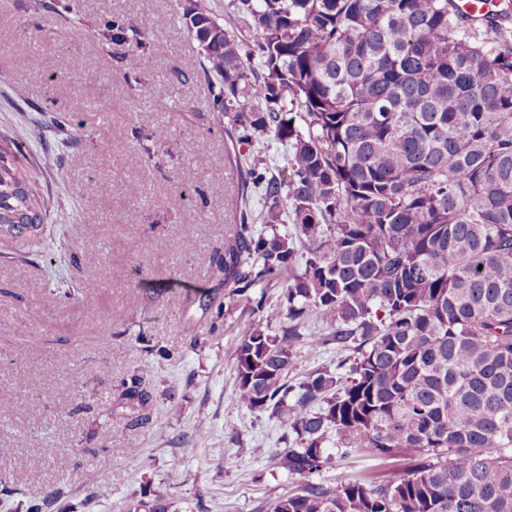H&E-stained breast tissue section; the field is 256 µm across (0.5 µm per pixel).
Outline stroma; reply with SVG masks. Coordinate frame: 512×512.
<instances>
[{"label": "stroma", "mask_w": 512, "mask_h": 512, "mask_svg": "<svg viewBox=\"0 0 512 512\" xmlns=\"http://www.w3.org/2000/svg\"><path fill=\"white\" fill-rule=\"evenodd\" d=\"M186 3L0 0V137L46 205L44 248L0 240V512L56 490L51 512H265L302 482L276 458L285 419L236 396L246 302L213 318L238 180ZM115 18L144 48L100 39ZM57 285L76 300L49 301ZM137 366L143 408L122 394ZM142 410L151 423L127 428ZM409 466L358 452L314 481Z\"/></svg>", "instance_id": "stroma-1"}]
</instances>
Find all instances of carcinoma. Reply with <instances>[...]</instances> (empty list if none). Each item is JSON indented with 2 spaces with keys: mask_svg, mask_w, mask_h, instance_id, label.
<instances>
[{
  "mask_svg": "<svg viewBox=\"0 0 512 512\" xmlns=\"http://www.w3.org/2000/svg\"><path fill=\"white\" fill-rule=\"evenodd\" d=\"M201 0L198 42L229 139L290 146L289 178L236 154L238 223L213 253L232 301L282 289L286 309L239 323V402L280 415L281 467L307 482L266 512H512V30L454 0ZM143 47L114 20L100 36ZM263 197L260 210L252 206ZM291 224L267 236L256 224ZM43 224L15 155L0 145V236ZM305 252L304 266L297 267ZM354 359L297 385L295 345ZM279 323L276 332L262 323ZM126 397L152 398L135 371ZM333 441L336 455L325 449ZM355 451L410 457L380 485L309 477ZM57 490L29 503L50 512Z\"/></svg>",
  "mask_w": 512,
  "mask_h": 512,
  "instance_id": "cac0c4a2",
  "label": "carcinoma"
}]
</instances>
